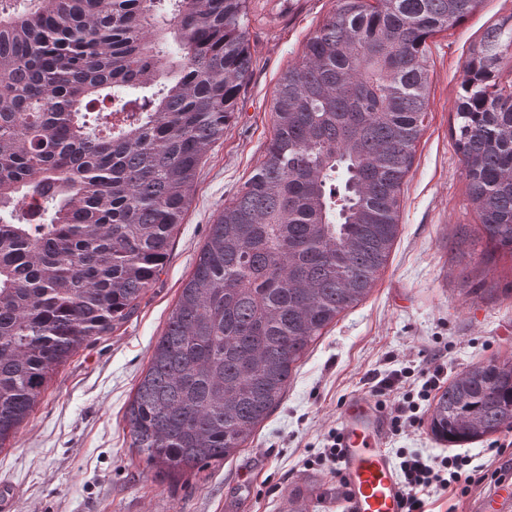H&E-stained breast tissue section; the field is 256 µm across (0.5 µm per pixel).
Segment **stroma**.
I'll list each match as a JSON object with an SVG mask.
<instances>
[{"label": "stroma", "instance_id": "1", "mask_svg": "<svg viewBox=\"0 0 512 512\" xmlns=\"http://www.w3.org/2000/svg\"><path fill=\"white\" fill-rule=\"evenodd\" d=\"M337 0H248L252 66L224 136L198 169L166 265L133 313L58 366L17 433L0 443V490L14 512H341L334 470L305 469L343 404L370 377L444 352L451 381L469 366L512 361V253L493 250L466 193L451 130L469 49L512 17L483 0L427 41L429 99L402 188L399 233L368 295L342 312L293 370L281 404L223 464L159 479L131 446L125 414L163 336L209 226L264 160L280 76ZM387 451L453 454L428 423L386 434Z\"/></svg>", "mask_w": 512, "mask_h": 512}]
</instances>
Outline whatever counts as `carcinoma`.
<instances>
[{
  "label": "carcinoma",
  "mask_w": 512,
  "mask_h": 512,
  "mask_svg": "<svg viewBox=\"0 0 512 512\" xmlns=\"http://www.w3.org/2000/svg\"><path fill=\"white\" fill-rule=\"evenodd\" d=\"M247 2L0 0V441L162 272L250 75ZM482 2L337 0L308 39L276 85L266 159L210 225L127 409L148 464L237 452L308 346L368 295L426 115V41ZM511 50L505 22L472 50L456 111L469 200L510 251L512 83L497 77ZM503 429L511 361L459 373L430 418L450 444Z\"/></svg>",
  "instance_id": "1"
}]
</instances>
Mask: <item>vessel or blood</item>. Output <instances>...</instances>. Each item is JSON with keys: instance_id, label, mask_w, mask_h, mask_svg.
<instances>
[{"instance_id": "1", "label": "vessel or blood", "mask_w": 512, "mask_h": 512, "mask_svg": "<svg viewBox=\"0 0 512 512\" xmlns=\"http://www.w3.org/2000/svg\"><path fill=\"white\" fill-rule=\"evenodd\" d=\"M382 409L363 397L341 411L339 475L346 487L344 512H404L403 488L386 449Z\"/></svg>"}]
</instances>
